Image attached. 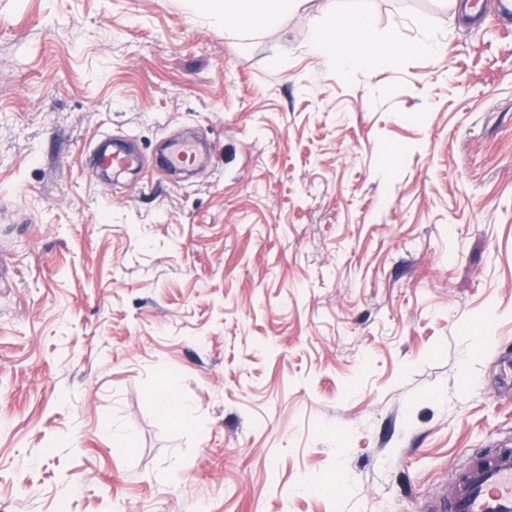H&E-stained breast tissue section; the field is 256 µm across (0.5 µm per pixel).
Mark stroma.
I'll return each instance as SVG.
<instances>
[{
    "mask_svg": "<svg viewBox=\"0 0 512 512\" xmlns=\"http://www.w3.org/2000/svg\"><path fill=\"white\" fill-rule=\"evenodd\" d=\"M483 2L0 0V512H420L512 442V29ZM332 9L445 50L339 75L307 48ZM105 132L141 171L85 164ZM189 133L183 188L156 157ZM224 10V25L237 26L243 23L276 25L295 13L302 0H221ZM156 401L159 414L166 419L171 418L183 407V402L164 383L157 389Z\"/></svg>",
    "mask_w": 512,
    "mask_h": 512,
    "instance_id": "stroma-1",
    "label": "stroma"
}]
</instances>
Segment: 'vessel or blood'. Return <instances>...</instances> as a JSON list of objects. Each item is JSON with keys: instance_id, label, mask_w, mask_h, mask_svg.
I'll return each instance as SVG.
<instances>
[{"instance_id": "b4317fda", "label": "vessel or blood", "mask_w": 512, "mask_h": 512, "mask_svg": "<svg viewBox=\"0 0 512 512\" xmlns=\"http://www.w3.org/2000/svg\"><path fill=\"white\" fill-rule=\"evenodd\" d=\"M204 160L194 143L183 141L172 147L165 166L177 169ZM88 161L105 169H131L140 165V158L134 152L106 146L93 149ZM453 483L452 498H431L422 512H512V448H500L475 460L454 474Z\"/></svg>"}]
</instances>
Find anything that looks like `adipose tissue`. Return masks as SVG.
<instances>
[{
  "label": "adipose tissue",
  "instance_id": "1",
  "mask_svg": "<svg viewBox=\"0 0 512 512\" xmlns=\"http://www.w3.org/2000/svg\"><path fill=\"white\" fill-rule=\"evenodd\" d=\"M224 23L237 26L243 23L276 25L299 10L302 0H222ZM336 24L335 15L320 17L310 30L309 46L317 53H329L337 71L349 74L352 70L375 69L389 62L391 53L373 36V19L356 12L346 19L348 36L341 43L330 40Z\"/></svg>",
  "mask_w": 512,
  "mask_h": 512
}]
</instances>
